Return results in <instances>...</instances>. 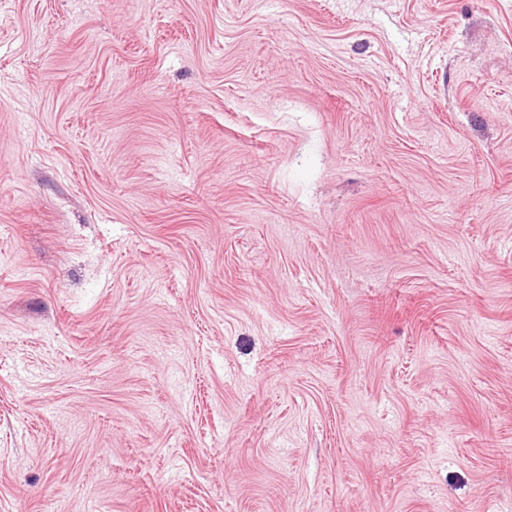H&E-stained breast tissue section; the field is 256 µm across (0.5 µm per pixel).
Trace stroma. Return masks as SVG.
<instances>
[{
  "mask_svg": "<svg viewBox=\"0 0 512 512\" xmlns=\"http://www.w3.org/2000/svg\"><path fill=\"white\" fill-rule=\"evenodd\" d=\"M0 512H512V0H0Z\"/></svg>",
  "mask_w": 512,
  "mask_h": 512,
  "instance_id": "1",
  "label": "stroma"
}]
</instances>
